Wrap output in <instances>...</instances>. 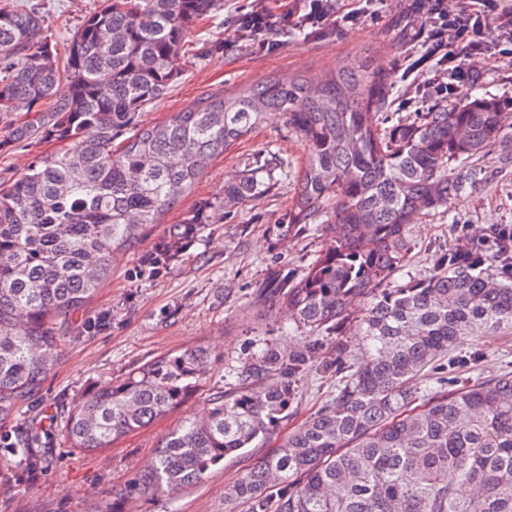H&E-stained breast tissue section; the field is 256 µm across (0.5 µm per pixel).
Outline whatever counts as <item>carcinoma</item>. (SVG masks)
<instances>
[{"label": "carcinoma", "mask_w": 512, "mask_h": 512, "mask_svg": "<svg viewBox=\"0 0 512 512\" xmlns=\"http://www.w3.org/2000/svg\"><path fill=\"white\" fill-rule=\"evenodd\" d=\"M220 0H102L59 61L41 36L40 8L0 6V148L56 149L0 183V425L40 390L60 359L62 327L91 300L117 257L199 180L209 162L281 111L306 160L288 223L331 237L299 281L274 290L296 328L336 337L323 371L336 397L271 454L252 463L226 500L250 512H512V370L449 377L475 365L468 338L512 330V275L492 277L483 249L458 244L425 280L381 284L410 248L407 226L448 208L476 169L459 165L498 143L512 100L464 95L412 122L378 128L388 98L382 64L316 77L274 76L210 95L165 121L138 113L182 74L185 38ZM127 134L117 141L121 134ZM260 194L234 183L229 197ZM194 214L168 233L178 247ZM512 263V227L490 230ZM362 296L369 307L348 312ZM366 338L351 362L343 337ZM202 347L156 356L93 392L65 420L71 447L93 453L181 406L207 373ZM318 360L315 346L269 350L235 391L213 397L157 447L152 466L121 495H149L200 481L249 447L294 398L293 381ZM437 387L419 396V380ZM40 433L12 448L29 454Z\"/></svg>", "instance_id": "obj_1"}]
</instances>
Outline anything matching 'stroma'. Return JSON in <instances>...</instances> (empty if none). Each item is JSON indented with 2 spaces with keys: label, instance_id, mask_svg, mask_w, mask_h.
Instances as JSON below:
<instances>
[{
  "label": "stroma",
  "instance_id": "stroma-1",
  "mask_svg": "<svg viewBox=\"0 0 512 512\" xmlns=\"http://www.w3.org/2000/svg\"><path fill=\"white\" fill-rule=\"evenodd\" d=\"M47 23L44 34L65 55L78 22L96 11L100 0H37ZM221 10L195 24L185 46L196 62L169 93L139 115L143 124L160 122L208 93L232 92L279 74L311 76L337 64L357 67L371 59L390 66L384 128L413 120L417 113L457 102L462 94L512 98V66L493 68L483 58L470 65L458 92L448 95L427 84L425 72L403 79L394 61L422 53L419 28H404L405 0H332L339 24L297 31L279 27L276 49L245 40L237 20L249 0H222ZM358 22L346 23L348 8ZM305 161L304 146L286 116L275 113L262 127L215 157L193 189L165 213L160 224L118 258L95 297L75 312L62 339V356L38 394L23 404L14 420L0 427V442L16 429L42 427L45 438L35 452L45 459L31 467L26 456L0 454V512H248L242 502L226 504L231 485L251 464L272 453L288 433L336 395V379L317 367L296 382V398L276 416L266 435L243 454L225 457L198 483L129 501L118 492L147 469L164 436L187 418L203 417L213 393L231 392L239 373L265 349L318 344L331 355L336 342L313 339L295 330L285 303L268 298L269 288L296 282L321 253L326 232L290 229L295 180ZM478 181L459 193L447 211L419 216L408 230L410 249L387 287L430 277L436 259L461 241L480 242L491 225H512V117L495 149L475 161ZM264 180L263 194L229 202L227 187L242 176ZM208 223L198 225L191 244L153 274L147 264L172 225L199 209ZM201 346L214 361L201 387L185 403L115 441L86 453L70 447L59 425L77 404L100 387L124 377L153 357ZM480 353L478 368L494 373L512 362V331L466 341Z\"/></svg>",
  "mask_w": 512,
  "mask_h": 512
}]
</instances>
